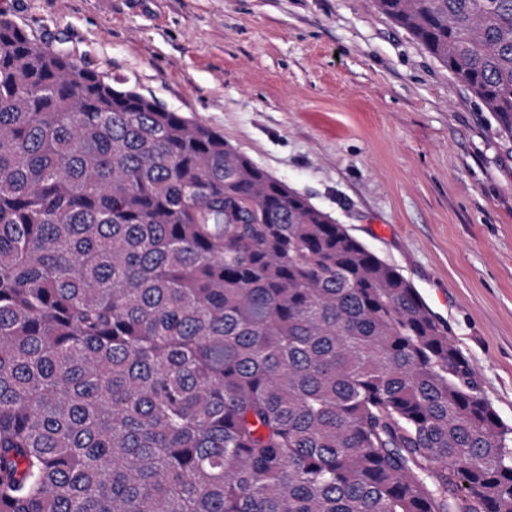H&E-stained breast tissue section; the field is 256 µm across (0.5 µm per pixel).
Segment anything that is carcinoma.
Returning <instances> with one entry per match:
<instances>
[{
	"label": "carcinoma",
	"instance_id": "obj_1",
	"mask_svg": "<svg viewBox=\"0 0 512 512\" xmlns=\"http://www.w3.org/2000/svg\"><path fill=\"white\" fill-rule=\"evenodd\" d=\"M512 135V0H377ZM0 512H512L408 281L0 11Z\"/></svg>",
	"mask_w": 512,
	"mask_h": 512
}]
</instances>
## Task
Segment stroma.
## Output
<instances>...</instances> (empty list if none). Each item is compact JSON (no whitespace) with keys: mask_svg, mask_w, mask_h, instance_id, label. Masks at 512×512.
Here are the masks:
<instances>
[{"mask_svg":"<svg viewBox=\"0 0 512 512\" xmlns=\"http://www.w3.org/2000/svg\"><path fill=\"white\" fill-rule=\"evenodd\" d=\"M199 122L416 288L512 427V135L376 0H0Z\"/></svg>","mask_w":512,"mask_h":512,"instance_id":"stroma-1","label":"stroma"}]
</instances>
